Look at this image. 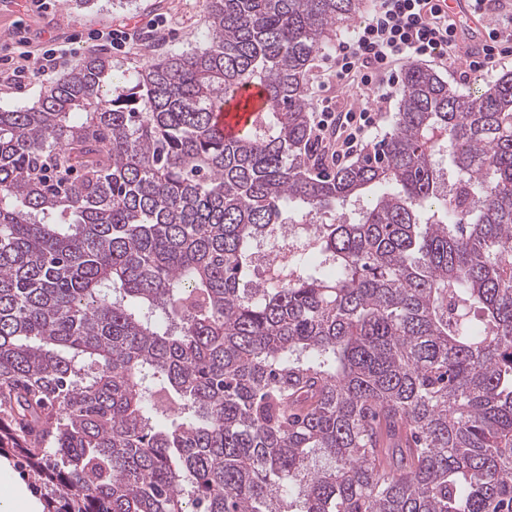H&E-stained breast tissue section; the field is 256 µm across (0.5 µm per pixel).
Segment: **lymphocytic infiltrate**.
<instances>
[{"label":"lymphocytic infiltrate","mask_w":512,"mask_h":512,"mask_svg":"<svg viewBox=\"0 0 512 512\" xmlns=\"http://www.w3.org/2000/svg\"><path fill=\"white\" fill-rule=\"evenodd\" d=\"M429 3L430 0H375L367 22L355 29L349 39L337 43L329 78L342 87L358 82L367 85L377 78L389 91L399 82L397 64L406 58H460L461 48L447 20L438 16ZM508 43L512 44V14H500L491 19L489 41L475 51L470 70H493L505 57L504 46ZM337 121L348 130L343 156L357 155L375 126L370 108L348 112L340 118L330 107H323L316 128L324 134Z\"/></svg>","instance_id":"1"}]
</instances>
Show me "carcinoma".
I'll return each instance as SVG.
<instances>
[{"mask_svg": "<svg viewBox=\"0 0 512 512\" xmlns=\"http://www.w3.org/2000/svg\"><path fill=\"white\" fill-rule=\"evenodd\" d=\"M363 4L203 0V46L0 110V455L47 512H512V71L407 65L392 131L313 175ZM297 205L331 222L247 287ZM243 97H250L256 107L264 103L263 97L259 95L255 88L238 90L226 107V111L230 110L231 112H216L217 123L226 137L237 136L245 128L247 119L250 117V112H234L236 101Z\"/></svg>", "mask_w": 512, "mask_h": 512, "instance_id": "1", "label": "carcinoma"}]
</instances>
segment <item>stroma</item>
I'll return each mask as SVG.
<instances>
[{"instance_id": "obj_1", "label": "stroma", "mask_w": 512, "mask_h": 512, "mask_svg": "<svg viewBox=\"0 0 512 512\" xmlns=\"http://www.w3.org/2000/svg\"><path fill=\"white\" fill-rule=\"evenodd\" d=\"M166 19L167 25L159 41L142 38L152 20ZM127 26L138 37L122 51H112L113 74L117 79L129 78L135 69L151 57L167 51L190 50L203 44L202 0H133L132 5H112L104 10L84 9L70 0H50L47 10H36L30 0H0V109H16L31 105L44 85L43 80L18 76L21 52H29L39 60L42 50L51 43L70 45L74 56L102 49V41L92 39L94 31L107 26ZM331 64L329 55L317 61L312 83V103L320 105L330 98L338 111H356L367 106L378 111V123L370 141L378 143L390 132L399 107L397 94L380 100L378 85L359 89L324 85V74Z\"/></svg>"}]
</instances>
